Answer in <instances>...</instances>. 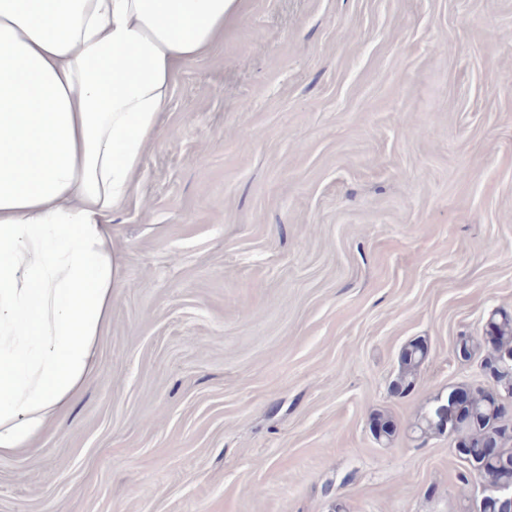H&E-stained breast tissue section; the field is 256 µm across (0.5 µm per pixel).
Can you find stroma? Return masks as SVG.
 <instances>
[{
    "mask_svg": "<svg viewBox=\"0 0 512 512\" xmlns=\"http://www.w3.org/2000/svg\"><path fill=\"white\" fill-rule=\"evenodd\" d=\"M165 126L98 369L0 456V512H465L408 425L512 316V0H240ZM422 347V344L413 343L402 352L397 383L407 392L415 387L419 379L420 367L425 361Z\"/></svg>",
    "mask_w": 512,
    "mask_h": 512,
    "instance_id": "stroma-1",
    "label": "stroma"
}]
</instances>
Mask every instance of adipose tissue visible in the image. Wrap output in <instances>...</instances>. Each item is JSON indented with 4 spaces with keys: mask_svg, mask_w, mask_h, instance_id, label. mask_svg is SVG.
I'll return each instance as SVG.
<instances>
[{
    "mask_svg": "<svg viewBox=\"0 0 512 512\" xmlns=\"http://www.w3.org/2000/svg\"><path fill=\"white\" fill-rule=\"evenodd\" d=\"M238 0H0V455L81 394L124 284L130 198L182 66Z\"/></svg>",
    "mask_w": 512,
    "mask_h": 512,
    "instance_id": "adipose-tissue-1",
    "label": "adipose tissue"
}]
</instances>
